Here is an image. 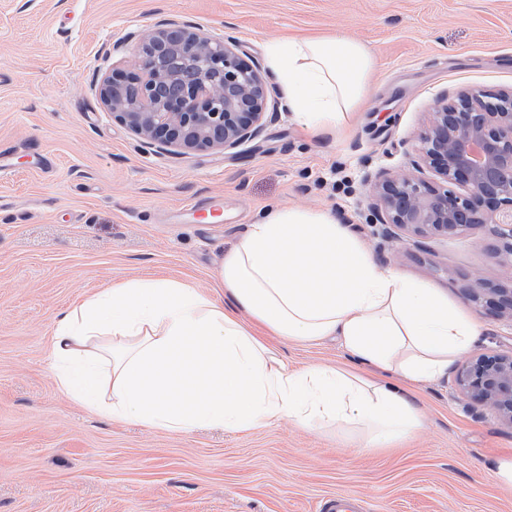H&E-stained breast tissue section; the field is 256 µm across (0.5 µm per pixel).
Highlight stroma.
<instances>
[{
  "instance_id": "1",
  "label": "stroma",
  "mask_w": 512,
  "mask_h": 512,
  "mask_svg": "<svg viewBox=\"0 0 512 512\" xmlns=\"http://www.w3.org/2000/svg\"><path fill=\"white\" fill-rule=\"evenodd\" d=\"M232 34L264 61L274 37L344 35L376 69L348 134L314 137L281 105L243 146L159 152L113 119L98 85L131 69L132 38L164 24ZM512 92V0H0V512H512L488 467L512 428L460 393L456 367L410 384L424 426L394 448L286 419L249 432L150 429L72 403L47 343L62 309L131 277L219 296L222 252L269 204L329 208L373 258L463 303L471 277L512 282L486 226L418 237L377 219L364 176L410 171L436 100ZM163 223L181 204L209 209ZM474 353H511L512 321L475 313ZM293 370H355L337 339H270Z\"/></svg>"
}]
</instances>
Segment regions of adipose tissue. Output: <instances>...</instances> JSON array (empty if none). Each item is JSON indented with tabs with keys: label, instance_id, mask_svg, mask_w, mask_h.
Here are the masks:
<instances>
[{
	"label": "adipose tissue",
	"instance_id": "1",
	"mask_svg": "<svg viewBox=\"0 0 512 512\" xmlns=\"http://www.w3.org/2000/svg\"><path fill=\"white\" fill-rule=\"evenodd\" d=\"M265 56L295 120L315 135H336L376 65L346 36L273 38ZM217 279L220 302L180 280L131 278L61 311L48 345L56 385L88 410L173 433L286 418L382 448L422 426L401 382L442 379L483 332L440 289L379 266L324 209H266L224 252ZM265 332L338 337L353 361L387 377L288 370Z\"/></svg>",
	"mask_w": 512,
	"mask_h": 512
}]
</instances>
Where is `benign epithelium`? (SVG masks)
I'll return each mask as SVG.
<instances>
[{
    "label": "benign epithelium",
    "mask_w": 512,
    "mask_h": 512,
    "mask_svg": "<svg viewBox=\"0 0 512 512\" xmlns=\"http://www.w3.org/2000/svg\"><path fill=\"white\" fill-rule=\"evenodd\" d=\"M133 57V76L103 78L99 97L149 146L232 150L257 138L267 116L278 114L260 65L243 62L230 35L153 29L139 36ZM417 151L436 181L384 171L365 177L369 196L384 207V223L419 236H458L483 224L498 256L512 263V95L472 91L453 102L437 100ZM465 289L473 305L486 304L512 320V285L475 277ZM456 383L466 398L512 427V353L472 356Z\"/></svg>",
    "instance_id": "1"
}]
</instances>
